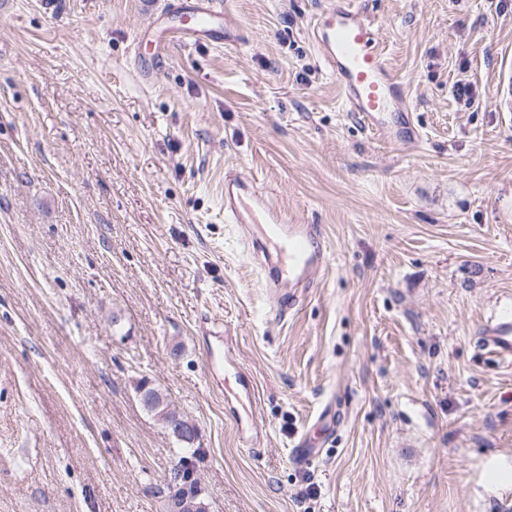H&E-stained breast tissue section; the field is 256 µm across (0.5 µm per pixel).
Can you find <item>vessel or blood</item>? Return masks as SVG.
I'll return each instance as SVG.
<instances>
[{
	"label": "vessel or blood",
	"mask_w": 512,
	"mask_h": 512,
	"mask_svg": "<svg viewBox=\"0 0 512 512\" xmlns=\"http://www.w3.org/2000/svg\"><path fill=\"white\" fill-rule=\"evenodd\" d=\"M176 33L190 46L237 37L236 27L217 0H172L166 12L141 29L137 40L158 55ZM311 39L335 76L349 111L357 113L367 129L393 145L418 140L420 129L408 94L379 48L377 27L357 0H331L317 14ZM224 216L242 227L265 221V233L252 240L255 249L265 253L275 244L286 254L287 264L265 267L263 277L276 313L286 316L325 263L317 227L299 223L287 210L273 206L255 179L232 170L224 174ZM479 348L498 364L512 366V310L490 317Z\"/></svg>",
	"instance_id": "vessel-or-blood-1"
}]
</instances>
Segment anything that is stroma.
I'll return each instance as SVG.
<instances>
[{
    "label": "stroma",
    "mask_w": 512,
    "mask_h": 512,
    "mask_svg": "<svg viewBox=\"0 0 512 512\" xmlns=\"http://www.w3.org/2000/svg\"><path fill=\"white\" fill-rule=\"evenodd\" d=\"M359 2L418 142L348 111L310 36L329 0H220L243 40L172 42L148 81L167 0L0 11V512H167L183 451L143 377L198 430L209 512H503L512 369L476 341L512 305V0ZM228 167L321 229L286 318ZM217 336L249 391L209 374Z\"/></svg>",
    "instance_id": "35a3bbf8"
}]
</instances>
